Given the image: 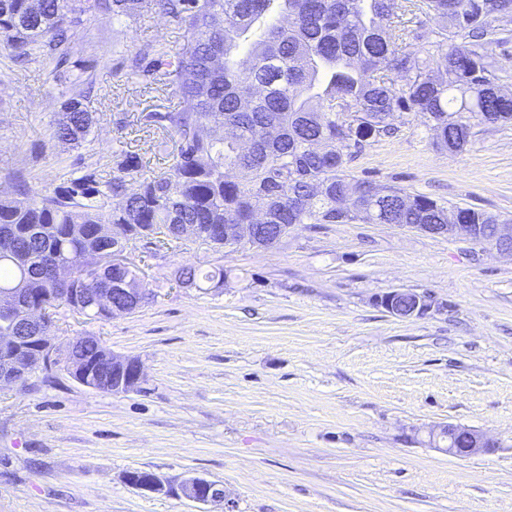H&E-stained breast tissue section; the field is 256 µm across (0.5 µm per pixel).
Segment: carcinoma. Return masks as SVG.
I'll return each mask as SVG.
<instances>
[{
    "mask_svg": "<svg viewBox=\"0 0 512 512\" xmlns=\"http://www.w3.org/2000/svg\"><path fill=\"white\" fill-rule=\"evenodd\" d=\"M0 0V46L19 63L48 61L62 87L49 140L80 148L96 124L86 107L94 65L76 31L110 12L136 22L156 13L185 30L175 49L160 41L126 60L131 75L171 89L178 105L146 115L164 132L154 153L172 158L164 171L116 151L117 174L92 164L49 194L30 189L22 173L14 192L0 193V289L25 288L47 310L39 335L55 332L54 310L109 319L94 304L112 279L142 287L135 270L89 273L77 257L145 238L157 247L180 239L183 224L202 242L224 247V225L265 217L279 224H446L448 208L397 189L370 194L373 184L350 177L347 164L372 138L395 130L405 112L423 115L434 145L460 152L473 121L512 120V95L499 92L491 35L509 33L512 0ZM446 22L439 33L427 24ZM235 136L224 138V126ZM175 149L169 150V141ZM464 224H495L484 211L459 208ZM25 256L23 265L13 254ZM72 260L61 282L55 267ZM37 341L1 352L31 360ZM86 368L102 365L112 380V352L97 337L80 347Z\"/></svg>",
    "mask_w": 512,
    "mask_h": 512,
    "instance_id": "obj_1",
    "label": "carcinoma"
}]
</instances>
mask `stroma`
Masks as SVG:
<instances>
[{"instance_id": "obj_1", "label": "stroma", "mask_w": 512, "mask_h": 512, "mask_svg": "<svg viewBox=\"0 0 512 512\" xmlns=\"http://www.w3.org/2000/svg\"><path fill=\"white\" fill-rule=\"evenodd\" d=\"M82 32L97 45L90 143L63 149L47 131L60 98L50 64L15 66L0 48V186L25 168L36 191L68 179L76 159L112 174L124 149L161 161V130L141 117L178 102L116 68L113 51L175 46L184 31L157 14H109ZM369 140L350 174L441 204L512 220V123H474L459 153L439 151L422 115ZM153 301L108 320L60 309L58 351L95 336L142 367L137 389L97 391L62 368L0 389V512H512V257L395 224H297L275 247L214 250L185 238L126 251ZM223 268L218 289L181 288L175 272ZM395 289L424 295L420 316L388 313ZM448 424L493 451L442 450ZM147 470L171 490L125 480ZM195 475L225 500L186 499Z\"/></svg>"}]
</instances>
